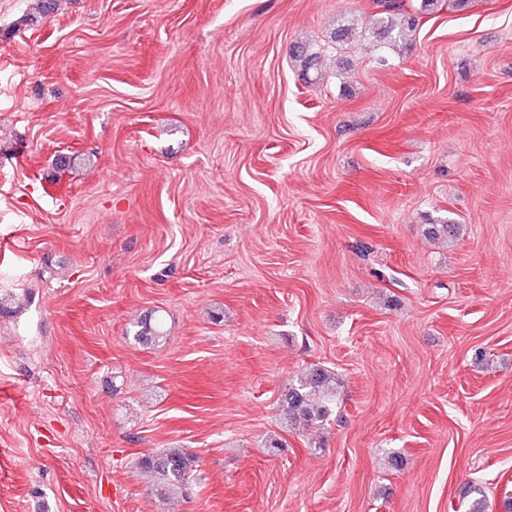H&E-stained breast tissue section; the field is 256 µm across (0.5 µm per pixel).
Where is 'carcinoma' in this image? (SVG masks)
I'll return each instance as SVG.
<instances>
[{"label":"carcinoma","instance_id":"1","mask_svg":"<svg viewBox=\"0 0 512 512\" xmlns=\"http://www.w3.org/2000/svg\"><path fill=\"white\" fill-rule=\"evenodd\" d=\"M449 2L462 8L467 0H373L368 26L360 31L351 24H340L333 39L347 45L363 37L379 49L389 47L414 31L422 17L443 9ZM128 335L140 346H155L166 341V324L152 312L141 317ZM334 383V373L322 365L311 366L299 375L280 399L285 427L303 431L327 425L336 413ZM198 467V457L186 448H164L144 454L136 462L137 469L154 477L161 498L187 487Z\"/></svg>","mask_w":512,"mask_h":512}]
</instances>
